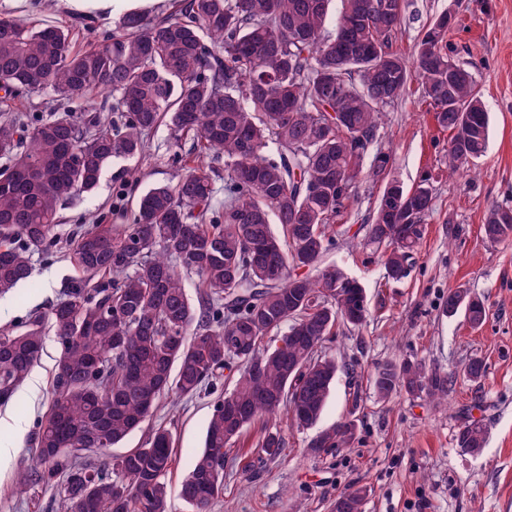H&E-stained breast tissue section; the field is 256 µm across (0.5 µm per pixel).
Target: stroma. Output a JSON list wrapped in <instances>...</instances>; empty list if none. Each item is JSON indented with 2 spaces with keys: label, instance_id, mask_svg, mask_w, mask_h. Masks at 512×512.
<instances>
[{
  "label": "stroma",
  "instance_id": "35a3bbf8",
  "mask_svg": "<svg viewBox=\"0 0 512 512\" xmlns=\"http://www.w3.org/2000/svg\"><path fill=\"white\" fill-rule=\"evenodd\" d=\"M454 11L445 41L449 57L468 68L489 114V139L471 171L449 174L450 135L437 124L418 84L386 107L377 145L391 155L384 174L364 168L355 201L331 229L334 244L321 259L357 279L365 289L366 322L339 327L323 352L338 364L336 381L320 419L304 429L285 417L255 421L235 447L236 459L224 468V494L211 512H331L341 493L367 492L364 512H512V240H488L484 214L493 205L512 207V0H405L394 40L410 54L424 26ZM168 131L151 139L139 189L171 181L182 159L168 150ZM108 169L91 201L74 200L60 211L59 242L33 255L34 281L21 297L0 300V326L45 311L82 282L70 260L69 236L87 223L88 207L111 213L117 181ZM428 180L432 210L407 278L387 279L382 252L367 244V226L389 181L404 188ZM463 287L481 297L487 317L472 327L463 314L445 312L449 290ZM54 340L35 367L38 396L20 389L0 406V417L22 420L20 433L0 427V445L10 448L0 467V512H57L51 492L18 489L16 474L35 462L31 437L46 410L53 382ZM485 364L483 377L463 374L470 358ZM418 359L451 376L448 396L400 394L381 401L369 381L389 360ZM213 398L200 394L163 408L151 424L170 426L177 439L169 476L179 484L201 451ZM354 421L356 438L347 448L314 455L311 441L323 430ZM480 422L486 435L481 454L456 445L467 421ZM280 429L287 441L278 458L267 457L256 441L263 427Z\"/></svg>",
  "mask_w": 512,
  "mask_h": 512
}]
</instances>
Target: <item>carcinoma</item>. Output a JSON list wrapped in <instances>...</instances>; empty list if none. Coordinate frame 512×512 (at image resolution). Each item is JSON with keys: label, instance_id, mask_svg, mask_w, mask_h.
Masks as SVG:
<instances>
[{"label": "carcinoma", "instance_id": "carcinoma-1", "mask_svg": "<svg viewBox=\"0 0 512 512\" xmlns=\"http://www.w3.org/2000/svg\"><path fill=\"white\" fill-rule=\"evenodd\" d=\"M333 2L175 0L165 17L123 15L82 49L69 27L0 17V297L30 279L61 204L93 195L111 165L123 186L137 183L131 162L150 157V135L163 124L174 153L192 141V166L176 181L152 185L110 219L91 215L76 235L73 264L97 279L92 290L73 288L0 329V406L40 359L46 331L57 345L36 463L18 475L19 489H57L58 512H169L170 428L153 426L99 465L84 453L117 445L164 400L216 392L226 370L237 372L234 387L215 399L203 449L178 488L188 512H210L224 494L228 455L255 420L281 410L301 427L320 419L337 365L318 351L339 325L362 324L366 295L336 267L312 276L301 266L317 267L329 249L330 224L353 199L384 107L417 81L452 133V173L483 156L489 135L474 77L450 69L439 21L408 59L393 50L403 0H340L335 17ZM96 93L106 95L99 107H67ZM41 95L57 102L48 119L12 107ZM461 105L473 113L467 125ZM401 196L379 200L367 229L392 281L408 275L432 203L426 179ZM483 232L511 240L512 208L491 206ZM460 310L473 326L486 319L484 300L466 288L448 292L446 313ZM448 382L404 360L380 365L371 386L382 400H442ZM355 432L341 422L309 451L346 447ZM485 439L475 421L456 435L474 455ZM258 446L273 459L286 440L267 429ZM365 496L344 492L332 512H364Z\"/></svg>", "mask_w": 512, "mask_h": 512}]
</instances>
